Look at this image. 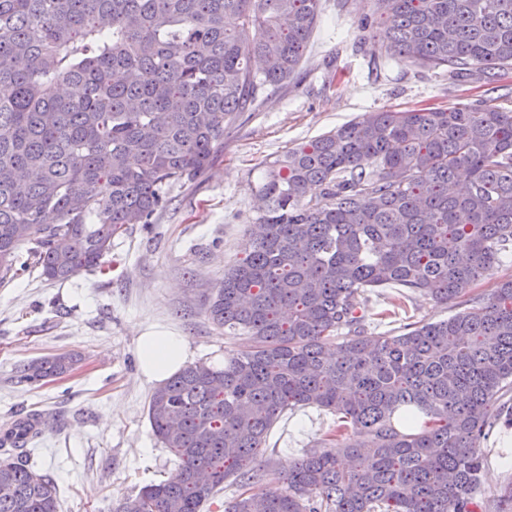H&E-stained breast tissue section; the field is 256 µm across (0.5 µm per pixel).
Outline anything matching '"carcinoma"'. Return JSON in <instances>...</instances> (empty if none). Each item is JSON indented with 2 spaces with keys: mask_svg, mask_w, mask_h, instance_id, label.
<instances>
[{
  "mask_svg": "<svg viewBox=\"0 0 512 512\" xmlns=\"http://www.w3.org/2000/svg\"><path fill=\"white\" fill-rule=\"evenodd\" d=\"M321 0H0V284L22 249L48 281L100 266L166 189L206 170L224 131L298 74ZM384 55L456 77L512 69V0H375ZM233 15L237 25L227 27ZM251 250L204 295L246 336L148 402L184 478L115 512H512V481L473 496L481 444L512 410V279L446 320L367 332L359 297L397 285L440 304L512 258V111L371 112L266 165ZM70 353L17 381L59 377ZM336 416L320 450L267 483L253 464L281 414ZM54 481L0 442V512H58Z\"/></svg>",
  "mask_w": 512,
  "mask_h": 512,
  "instance_id": "obj_1",
  "label": "carcinoma"
}]
</instances>
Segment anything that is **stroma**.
I'll use <instances>...</instances> for the list:
<instances>
[{"mask_svg":"<svg viewBox=\"0 0 512 512\" xmlns=\"http://www.w3.org/2000/svg\"><path fill=\"white\" fill-rule=\"evenodd\" d=\"M374 10L373 0H321L299 74L225 134L211 166L168 189L151 224L115 239L105 271L84 270L64 282L34 271L0 285V425L32 409L48 413L47 429L23 459L54 479L59 512H112L141 486L175 472L174 456L150 427L155 385L142 373L138 338L173 333L184 338L188 363L218 367L241 348L242 339L208 319L202 294L249 249L264 162L371 112L481 102L512 110V70L490 83L408 61L372 63L375 45L360 21ZM61 352L82 361L38 389L15 382L17 365ZM334 421L316 407L287 412L263 462L287 473L322 447ZM482 453L481 503L512 479V429L494 427Z\"/></svg>","mask_w":512,"mask_h":512,"instance_id":"stroma-1","label":"stroma"}]
</instances>
